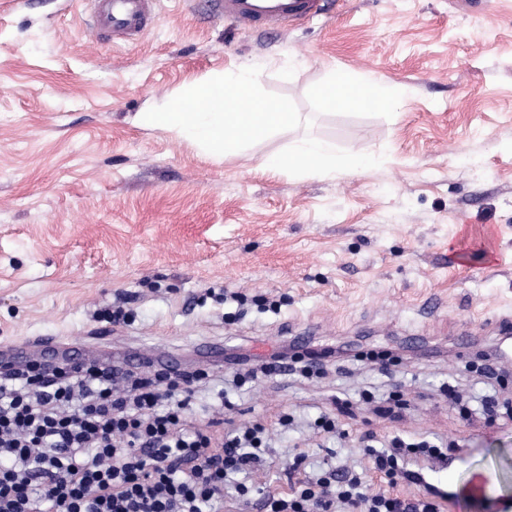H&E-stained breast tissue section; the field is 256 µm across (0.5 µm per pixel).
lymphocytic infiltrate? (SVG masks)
Listing matches in <instances>:
<instances>
[{"mask_svg": "<svg viewBox=\"0 0 512 512\" xmlns=\"http://www.w3.org/2000/svg\"><path fill=\"white\" fill-rule=\"evenodd\" d=\"M322 364L321 353L295 343L232 384L310 376ZM44 377L0 374V512H224L229 483L238 500L259 499L263 512H439L429 497L392 489L423 483L412 463L447 461L453 443L369 436L362 451L386 490L370 492L363 474L330 466L275 493L248 482L265 450L261 425L223 435L213 423L189 422L202 372L76 363Z\"/></svg>", "mask_w": 512, "mask_h": 512, "instance_id": "lymphocytic-infiltrate-1", "label": "lymphocytic infiltrate"}]
</instances>
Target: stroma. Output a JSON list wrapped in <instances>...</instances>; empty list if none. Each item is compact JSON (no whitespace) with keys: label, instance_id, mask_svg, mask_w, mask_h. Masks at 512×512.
<instances>
[{"label":"stroma","instance_id":"1","mask_svg":"<svg viewBox=\"0 0 512 512\" xmlns=\"http://www.w3.org/2000/svg\"><path fill=\"white\" fill-rule=\"evenodd\" d=\"M158 12L139 42L114 45L88 28L85 0H0V345L111 329L179 351L177 370L208 374L192 421L262 424L270 444L252 479L275 492L298 453L311 472H359L365 432H403L456 448L397 493L431 485L448 495L441 512H512V419L459 410L489 393L512 401V0H345L278 32L227 21L210 0H160ZM244 66L297 125L223 158L138 123L189 83ZM338 70L407 92L386 110H329L316 90ZM304 137L373 164L261 169ZM118 308L129 322L109 326ZM307 334L397 361L262 376L234 407H213L227 370L197 344L257 362ZM486 355L502 382L478 374ZM331 410L344 438L311 429Z\"/></svg>","mask_w":512,"mask_h":512}]
</instances>
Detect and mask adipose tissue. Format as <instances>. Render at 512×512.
<instances>
[{
    "label": "adipose tissue",
    "mask_w": 512,
    "mask_h": 512,
    "mask_svg": "<svg viewBox=\"0 0 512 512\" xmlns=\"http://www.w3.org/2000/svg\"><path fill=\"white\" fill-rule=\"evenodd\" d=\"M259 77L258 71L244 68L193 83L163 107L141 113L140 122L184 137L215 156L239 154L297 121L296 114L283 103L258 93ZM317 96L325 108L332 110L385 109L396 101L394 93L371 76H332L318 88ZM369 164L368 158L341 154L334 142L318 138L295 141L262 162L267 171L287 169L300 175L357 171Z\"/></svg>",
    "instance_id": "obj_1"
}]
</instances>
